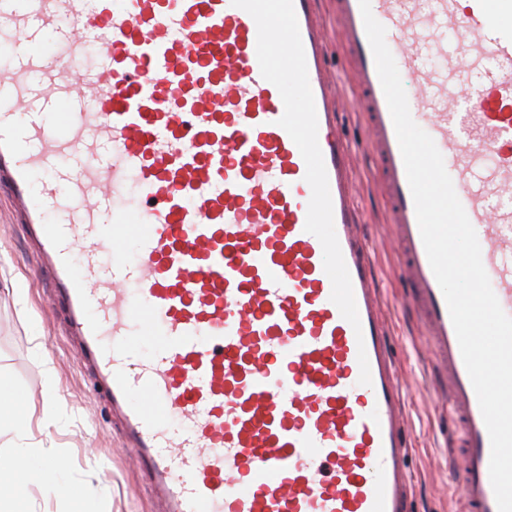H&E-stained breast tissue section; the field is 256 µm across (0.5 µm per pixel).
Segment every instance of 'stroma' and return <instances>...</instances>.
Instances as JSON below:
<instances>
[{
    "instance_id": "obj_1",
    "label": "stroma",
    "mask_w": 512,
    "mask_h": 512,
    "mask_svg": "<svg viewBox=\"0 0 512 512\" xmlns=\"http://www.w3.org/2000/svg\"><path fill=\"white\" fill-rule=\"evenodd\" d=\"M314 12L329 41L325 65L339 84L338 131L351 147L353 195L401 379L412 441L408 512H462L448 384L438 376L399 276L375 161L361 146L365 127L347 77L332 0H315ZM18 279L29 288L22 303L12 293ZM53 297V278L42 267L25 225L15 222L7 194L0 191V390L18 396L10 409L0 412V443L14 449H55L66 462L62 481L75 491L71 497L49 496L33 483L24 496H0V507L5 512H161L152 483L123 447L120 423L85 368Z\"/></svg>"
}]
</instances>
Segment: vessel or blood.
<instances>
[{"mask_svg":"<svg viewBox=\"0 0 512 512\" xmlns=\"http://www.w3.org/2000/svg\"><path fill=\"white\" fill-rule=\"evenodd\" d=\"M371 0L512 316V0ZM360 329L306 232L257 26L231 0H0V185L166 512H407L410 436L336 135L312 0H294ZM336 18L402 277L461 432L466 512H498L490 439L421 239L359 0ZM156 338L142 352V336ZM366 352L371 385L359 384Z\"/></svg>","mask_w":512,"mask_h":512,"instance_id":"vessel-or-blood-1","label":"vessel or blood"}]
</instances>
